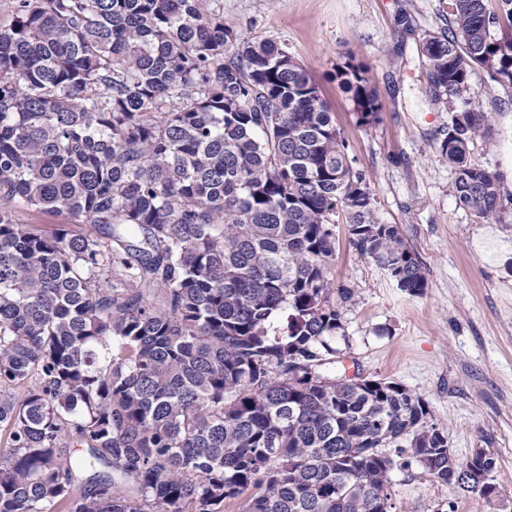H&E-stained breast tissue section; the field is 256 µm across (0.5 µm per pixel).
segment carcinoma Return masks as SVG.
<instances>
[{"instance_id": "carcinoma-1", "label": "carcinoma", "mask_w": 512, "mask_h": 512, "mask_svg": "<svg viewBox=\"0 0 512 512\" xmlns=\"http://www.w3.org/2000/svg\"><path fill=\"white\" fill-rule=\"evenodd\" d=\"M421 47L451 114L438 153L459 203L501 221L471 145L479 70L512 85V0H451ZM362 123L382 105L349 57ZM33 208L92 225L43 231ZM400 290L427 279L376 214L334 112L288 47L220 0H16L0 25V512H386L408 452L489 499L428 404L326 367L346 337L336 224ZM81 453H76V448Z\"/></svg>"}]
</instances>
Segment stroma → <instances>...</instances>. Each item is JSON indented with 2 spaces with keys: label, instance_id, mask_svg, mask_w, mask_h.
Returning a JSON list of instances; mask_svg holds the SVG:
<instances>
[{
  "label": "stroma",
  "instance_id": "stroma-1",
  "mask_svg": "<svg viewBox=\"0 0 512 512\" xmlns=\"http://www.w3.org/2000/svg\"><path fill=\"white\" fill-rule=\"evenodd\" d=\"M450 0H224V17L250 38L284 44L320 84L375 199L427 276L422 295L400 291L336 227L331 277L349 340L336 372L398 382L421 396L458 460L496 457V497L484 500L418 463L390 473L393 512H512V85L478 73L471 102L492 116L474 157L501 176L502 221L483 223L457 201L437 146L449 121L424 93L423 40L447 31ZM364 64L382 110L358 121L329 76L347 56Z\"/></svg>",
  "mask_w": 512,
  "mask_h": 512
}]
</instances>
